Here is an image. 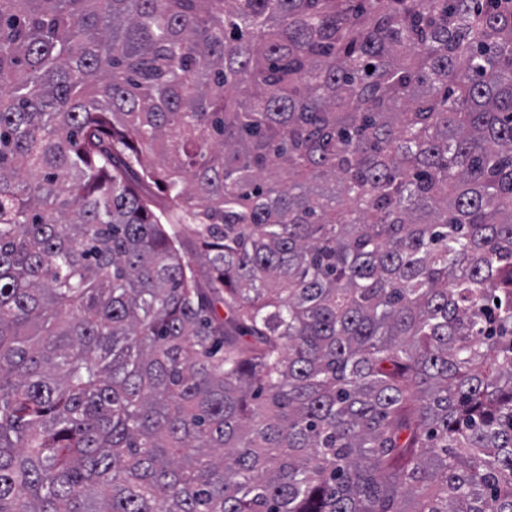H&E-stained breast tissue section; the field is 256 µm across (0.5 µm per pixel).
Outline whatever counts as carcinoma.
<instances>
[{
    "instance_id": "obj_1",
    "label": "carcinoma",
    "mask_w": 512,
    "mask_h": 512,
    "mask_svg": "<svg viewBox=\"0 0 512 512\" xmlns=\"http://www.w3.org/2000/svg\"><path fill=\"white\" fill-rule=\"evenodd\" d=\"M0 83V512H512V0H0Z\"/></svg>"
}]
</instances>
